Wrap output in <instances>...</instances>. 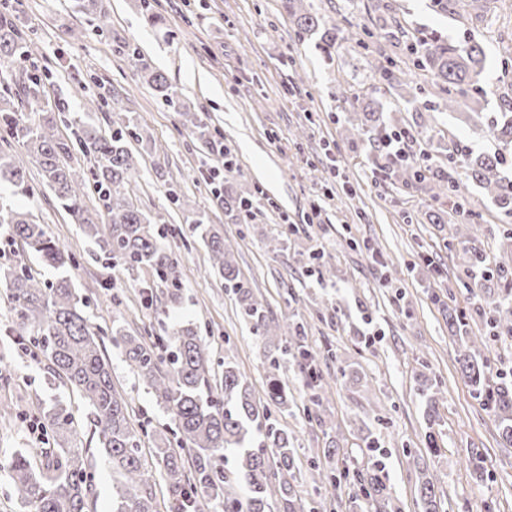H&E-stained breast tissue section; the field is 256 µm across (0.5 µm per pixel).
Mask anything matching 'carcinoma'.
I'll list each match as a JSON object with an SVG mask.
<instances>
[{"mask_svg":"<svg viewBox=\"0 0 512 512\" xmlns=\"http://www.w3.org/2000/svg\"><path fill=\"white\" fill-rule=\"evenodd\" d=\"M489 2L434 0L440 11L459 18L487 13ZM282 4L298 29L311 32L320 27L321 17L304 0H282ZM12 12L10 5L3 6L0 12V60H14L29 53ZM363 47L372 57L371 71L379 75L382 85L404 89L412 98L428 92L448 109L487 79L485 49L476 39L452 45L430 36L406 44V62L431 78L428 90L410 85L408 71L400 67V61L382 58L376 41L365 42ZM144 79L162 101L181 108L184 125L191 132L212 147L222 144L206 123L184 107L180 92L163 73L148 69ZM18 86L19 94L33 106V111L18 110L10 94L0 93V128L7 133L6 143L0 144V182L30 194L23 156L33 158L43 185L80 226L94 246L93 254L131 271L144 270L152 278L143 286V294L147 306L158 317L159 332L147 330L133 335L120 326L106 331L91 325L84 313L89 296L79 294L70 278L71 268L77 266L76 257L61 249L44 225L35 222L29 213L0 197V227L9 240L20 243L55 271L53 279L42 280L25 266H0V282L7 288L20 330L19 345L42 355L48 368L90 410L100 451L112 471V512L159 509L151 484L154 475L142 460L140 433L126 398L112 380L106 355L107 335L112 346L121 351L132 374L170 415L179 434L181 450L172 448L167 438L154 448L167 485L170 512L193 508L200 497L213 512H304L294 484V448L288 431L275 419V415L288 412L289 407L277 355L288 354L291 341L301 335L302 327L280 325L271 318L268 304L254 295L244 279L232 243L224 240L215 225L204 223L200 213L192 212V231L206 242L212 270L234 291L242 319L267 347L266 401L256 400L245 374L227 357L223 385L219 389L212 387L213 357L198 326L167 321L169 308L180 299L182 282L171 254L161 243L154 218L133 201L139 169L131 144L152 151L156 147L152 135L132 118L112 121V133L108 135L77 120L76 143L70 144L56 136L53 114L60 108L49 101L42 79L30 72ZM343 102L345 109L361 113L362 132L380 153L383 167L397 179L427 187L435 198L454 200L458 210L470 205L468 186L474 184L500 208L512 211V180L498 175V167L504 162L502 153H465L453 172L437 177L430 187L416 163L399 162L381 152L384 137L400 128L383 124L380 101L355 95ZM486 131L491 140L512 145V111L488 120ZM75 150L93 161L89 172H81L71 164ZM90 180L107 210L106 223L99 221L85 204V188ZM448 223V243L460 246L467 272L482 271L486 278L492 272L500 279L512 277V269L505 264L493 270L485 266L484 255L474 245L469 228L454 224L452 219ZM486 316V329L476 332L463 312L450 309L448 327L460 342L458 363L462 379L497 418L504 439L512 446V382L481 356L489 337L512 335V287L497 295ZM296 348L306 385L314 391L305 413L308 419L318 421V391L323 389V376L312 354L300 343ZM163 349L170 353L167 360L160 355ZM419 391L426 400L428 417L434 418L437 402L443 398V383L424 375ZM44 418L53 442L46 460L38 465L30 454L17 450L3 461L0 470L9 474L17 499L29 512H88L94 487L87 473L91 463L82 431L73 414L58 402L44 411ZM184 450L193 459L190 469L181 455ZM229 453L238 464L237 470L230 473L224 469ZM318 479L337 489L350 487L365 500L383 491L376 475L362 471L321 470ZM242 482L249 486L246 497L239 492ZM416 482L422 512H440L434 476L418 468Z\"/></svg>","mask_w":512,"mask_h":512,"instance_id":"carcinoma-1","label":"carcinoma"}]
</instances>
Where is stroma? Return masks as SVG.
<instances>
[{
	"label": "stroma",
	"instance_id": "obj_1",
	"mask_svg": "<svg viewBox=\"0 0 512 512\" xmlns=\"http://www.w3.org/2000/svg\"><path fill=\"white\" fill-rule=\"evenodd\" d=\"M327 26L352 24L376 32L397 18L416 36L429 32L451 44L477 38L486 47L489 83L473 89L477 113L451 117L437 98L410 101L389 96L382 119L389 126L428 125L453 135L460 150L480 154L492 143L477 117L490 118L512 102V59L500 54L512 40V0H491L487 20L459 19L433 7L431 0H309ZM82 14L74 0H16L14 18L31 46L29 58L0 64V81L18 80L32 69L41 74L49 98L64 102L69 118L56 126L58 136L73 137L70 117L89 110L91 100L115 91L116 117H131L154 138L157 150L139 162L136 203L161 216L164 242L177 262L183 298L171 317L200 326L213 352L214 381H221L224 359L246 375L257 398H265L268 377L263 347L240 320L236 297L211 273L206 247L191 237L183 210L169 200V189L206 212L225 238L237 242L238 266L261 293L274 320L304 327L303 342L315 352L332 349L337 362L323 367L326 380L323 422L308 420L303 409L309 391L297 360H280L282 379L294 403L281 418L296 456L297 491L304 506L323 499L341 502L340 512H379L376 501H349L347 491L316 486L318 470L349 468L378 472L385 496L402 512H421L415 462L424 459L437 479L444 512H512V447L504 446L494 416L461 378L459 343L448 330L447 308L477 317L479 300L496 296L498 278L471 281L460 253L448 250V227L432 223L434 212L451 210V200L434 199L414 185L398 182L373 160L366 136L349 123L343 95L366 92L371 80L361 48L336 43L322 50L316 37L297 36L281 0H95ZM129 40L142 60L119 54ZM161 70L212 128L238 165L224 174V186L251 192L249 211L240 219L217 205L202 172L217 159L189 137L177 109L165 106L140 76L141 65ZM333 149L349 185L323 169ZM32 191L0 195L32 211L56 243L76 253V287L88 290L86 310L92 324H119L131 331L152 328L156 314L146 307L143 273L96 261L78 225L42 185L35 162H28ZM173 176L174 185L157 179ZM471 209L493 237L479 236L491 264H498L499 240L512 236V217L504 216L477 186H470ZM320 202L322 221L306 216ZM284 249L269 247L273 237ZM323 254L336 275H318L313 253ZM380 254L382 263L372 261ZM13 314L0 291V398H15L18 414L0 420V460L16 450L43 461L29 420L34 400L62 401L82 430L90 419L83 401L47 367L43 357L25 352L5 333ZM112 377L128 399L135 424L145 426L141 448L148 469H156L152 448L158 434H170L171 418L128 370L122 356L109 350ZM368 379L370 391L336 380L338 364ZM442 380L446 392L435 420H427L417 381L423 371ZM332 426L340 446L335 456L323 450ZM485 458L483 475L468 464L471 452Z\"/></svg>",
	"mask_w": 512,
	"mask_h": 512
}]
</instances>
